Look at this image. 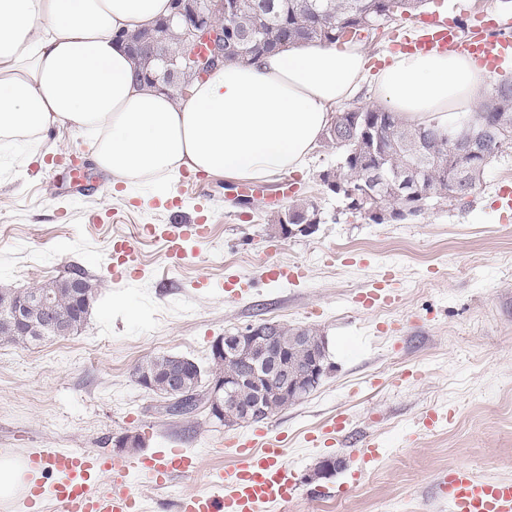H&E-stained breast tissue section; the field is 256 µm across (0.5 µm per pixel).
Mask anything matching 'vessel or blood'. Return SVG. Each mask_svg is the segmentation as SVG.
<instances>
[{
	"mask_svg": "<svg viewBox=\"0 0 512 512\" xmlns=\"http://www.w3.org/2000/svg\"><path fill=\"white\" fill-rule=\"evenodd\" d=\"M468 37H461L449 18L421 21L394 51L427 53L456 50L479 65L496 69L512 61V13L467 17ZM209 226L202 220L162 225L158 237L169 255L182 257L183 244L206 239ZM132 266V249L124 237L112 240V278L121 280ZM234 466L228 473L210 476L209 489L179 495L176 512H270L290 502L299 486L284 459L280 442L255 447L253 441L233 443ZM27 484L25 512H143L131 481L147 479L155 488H167L175 478L200 470V456L185 448L156 449L153 454L127 456L84 448H30L23 455ZM111 477L104 485L103 477ZM438 492L450 512H512V481L483 480L469 468L455 466L438 482Z\"/></svg>",
	"mask_w": 512,
	"mask_h": 512,
	"instance_id": "vessel-or-blood-1",
	"label": "vessel or blood"
}]
</instances>
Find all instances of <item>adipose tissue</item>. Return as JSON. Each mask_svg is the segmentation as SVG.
Masks as SVG:
<instances>
[{"mask_svg": "<svg viewBox=\"0 0 512 512\" xmlns=\"http://www.w3.org/2000/svg\"><path fill=\"white\" fill-rule=\"evenodd\" d=\"M168 11L169 0H0V143L53 128L91 137L94 162L128 186L169 188L185 170L269 180L304 167L365 78L412 123H454L492 88L456 53H401L371 76L360 44L299 43L217 67L177 100L140 87L116 39Z\"/></svg>", "mask_w": 512, "mask_h": 512, "instance_id": "ef3b65f1", "label": "adipose tissue"}]
</instances>
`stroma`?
Listing matches in <instances>:
<instances>
[{
    "label": "stroma",
    "mask_w": 512,
    "mask_h": 512,
    "mask_svg": "<svg viewBox=\"0 0 512 512\" xmlns=\"http://www.w3.org/2000/svg\"><path fill=\"white\" fill-rule=\"evenodd\" d=\"M92 142L55 132L35 148L0 145V286L25 289L68 266L98 288L73 335L0 343V454L28 448L117 450L128 433L139 454L177 444L195 449L203 469L160 491L139 480L146 512H175V498L208 487V473L230 470L223 442L252 431L279 437L302 494L272 512H448L437 483L451 466L485 479H512V219L497 204L512 187V150L487 168L475 194L408 221L373 224L324 192L318 175L337 156L315 147L291 173V197L309 196L327 221L310 235L280 237L267 221L281 179L242 181L246 208L224 199V180L183 172L165 192L113 185L91 165ZM90 165L81 183L54 176L56 165ZM205 216L208 239L168 256L147 231L175 217ZM128 238L136 264L113 281L112 238ZM272 264L298 265L302 278L273 282ZM245 293L227 295L232 276ZM392 289L393 304L368 309L358 297ZM261 321L317 328L333 365L320 385L287 410L260 421L222 425L207 411L189 418L158 413V396L137 382L143 359L175 354L208 366L213 341ZM441 410L434 428L422 417ZM351 423L348 443L315 448L308 436L337 415ZM371 436L379 458L365 464L357 445ZM346 465L307 482L324 458Z\"/></svg>",
    "instance_id": "1"
}]
</instances>
